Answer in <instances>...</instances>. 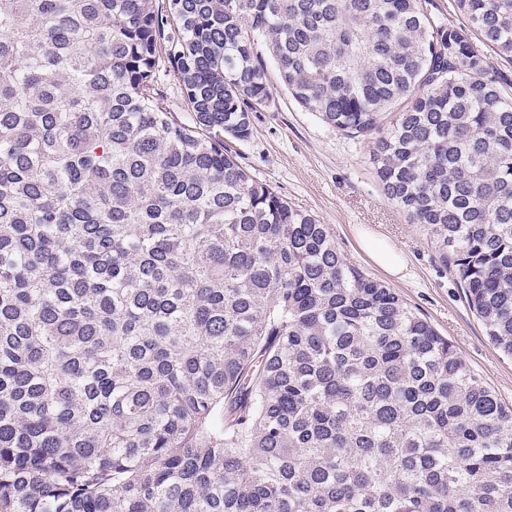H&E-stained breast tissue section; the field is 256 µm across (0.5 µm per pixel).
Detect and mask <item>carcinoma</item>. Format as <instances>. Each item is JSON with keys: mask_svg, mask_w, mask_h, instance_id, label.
I'll return each instance as SVG.
<instances>
[{"mask_svg": "<svg viewBox=\"0 0 512 512\" xmlns=\"http://www.w3.org/2000/svg\"><path fill=\"white\" fill-rule=\"evenodd\" d=\"M455 5L0 0V512H512V405L224 145L263 39L512 357V0ZM157 74V86L163 95L164 102L175 120L186 125H193L192 112L187 110L183 99L181 86L174 73L170 71L167 64L162 63Z\"/></svg>", "mask_w": 512, "mask_h": 512, "instance_id": "1", "label": "carcinoma"}]
</instances>
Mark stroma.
Here are the masks:
<instances>
[{
  "mask_svg": "<svg viewBox=\"0 0 512 512\" xmlns=\"http://www.w3.org/2000/svg\"><path fill=\"white\" fill-rule=\"evenodd\" d=\"M257 50L274 84L273 98L253 112L248 141L232 142L239 162L292 206L329 225L348 261L393 288L448 337L502 401L512 404V359L491 343L423 227L411 223L384 195L369 162L371 140L343 135L302 109L278 86L266 44ZM364 231L398 251L406 264L402 276L387 273L363 249Z\"/></svg>",
  "mask_w": 512,
  "mask_h": 512,
  "instance_id": "1",
  "label": "stroma"
}]
</instances>
